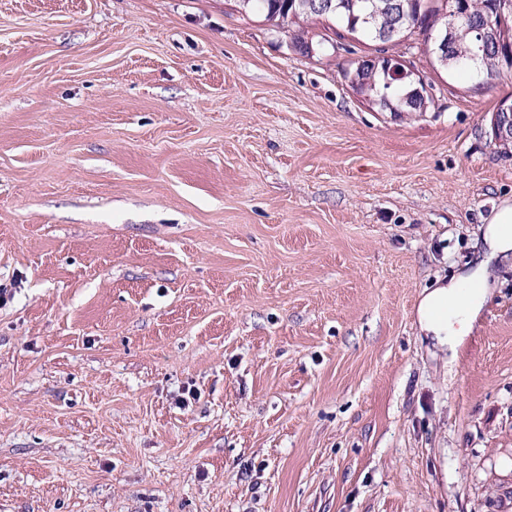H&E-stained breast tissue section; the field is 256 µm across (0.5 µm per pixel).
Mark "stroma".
Returning a JSON list of instances; mask_svg holds the SVG:
<instances>
[{
	"label": "stroma",
	"instance_id": "35a3bbf8",
	"mask_svg": "<svg viewBox=\"0 0 512 512\" xmlns=\"http://www.w3.org/2000/svg\"><path fill=\"white\" fill-rule=\"evenodd\" d=\"M292 34L0 0V512H512V256L456 354L414 319L512 201V77L406 36L397 120L343 76L378 44Z\"/></svg>",
	"mask_w": 512,
	"mask_h": 512
}]
</instances>
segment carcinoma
Returning <instances> with one entry per match:
<instances>
[{"instance_id": "obj_1", "label": "carcinoma", "mask_w": 512, "mask_h": 512, "mask_svg": "<svg viewBox=\"0 0 512 512\" xmlns=\"http://www.w3.org/2000/svg\"><path fill=\"white\" fill-rule=\"evenodd\" d=\"M449 0H239L244 11H258L268 22L281 27H296L293 44L309 48L307 25L324 19L343 26L349 33L366 40H375L369 19L378 24L401 29L406 35L427 25H441L446 18ZM466 18L457 25L456 40L451 48L447 70L477 81L490 88L504 75L502 54L512 45V0H465ZM498 39L479 50L478 31L488 21ZM361 69L371 79L377 107L388 112H419L421 104L405 100L415 88L408 78H399L388 71L383 60H363Z\"/></svg>"}]
</instances>
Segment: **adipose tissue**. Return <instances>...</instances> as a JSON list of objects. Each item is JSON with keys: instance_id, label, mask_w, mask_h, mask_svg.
<instances>
[{"instance_id": "obj_1", "label": "adipose tissue", "mask_w": 512, "mask_h": 512, "mask_svg": "<svg viewBox=\"0 0 512 512\" xmlns=\"http://www.w3.org/2000/svg\"><path fill=\"white\" fill-rule=\"evenodd\" d=\"M488 259L512 252V202L502 201L483 231ZM487 264L479 262L465 274L437 281L424 289L415 306V322L422 336L435 346L456 351L471 331L488 298Z\"/></svg>"}]
</instances>
